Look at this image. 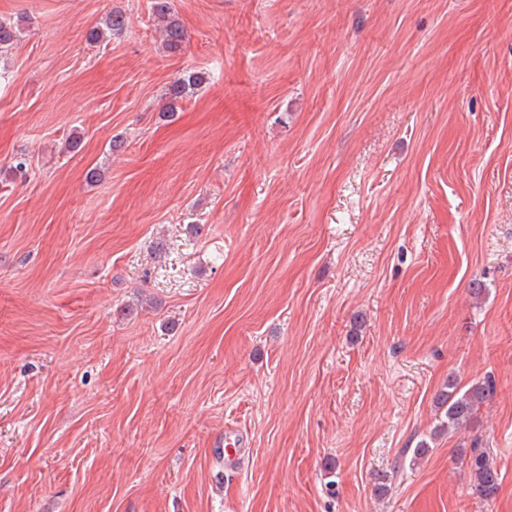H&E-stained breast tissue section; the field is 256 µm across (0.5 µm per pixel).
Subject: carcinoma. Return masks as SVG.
Returning a JSON list of instances; mask_svg holds the SVG:
<instances>
[{
	"instance_id": "carcinoma-1",
	"label": "carcinoma",
	"mask_w": 512,
	"mask_h": 512,
	"mask_svg": "<svg viewBox=\"0 0 512 512\" xmlns=\"http://www.w3.org/2000/svg\"><path fill=\"white\" fill-rule=\"evenodd\" d=\"M150 9L162 33L164 51L170 56L180 54L187 34L173 12L171 0H151ZM125 24V15L112 10L88 30L87 39L93 43L110 39L120 34ZM21 34L20 22L0 21V54L17 44ZM205 81V73L201 71L188 70L183 73L169 89L166 111H176V102L199 89ZM495 394V380L490 377L464 384L456 376H448V383L435 397L440 422L438 429L450 433L472 429L477 413ZM459 460L470 474V494L481 502L492 500L499 491L500 477L491 450L482 447V439L475 437L471 447L461 450Z\"/></svg>"
}]
</instances>
